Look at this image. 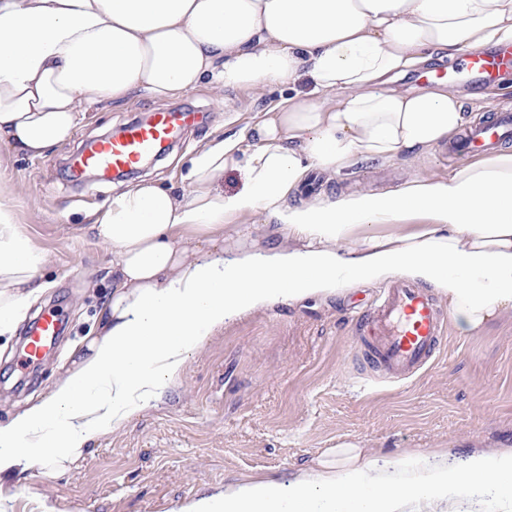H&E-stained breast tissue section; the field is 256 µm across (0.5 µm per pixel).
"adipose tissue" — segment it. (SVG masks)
I'll list each match as a JSON object with an SVG mask.
<instances>
[{
  "label": "adipose tissue",
  "instance_id": "adipose-tissue-1",
  "mask_svg": "<svg viewBox=\"0 0 512 512\" xmlns=\"http://www.w3.org/2000/svg\"><path fill=\"white\" fill-rule=\"evenodd\" d=\"M512 44V0H0V141L31 157L72 141L82 102L168 99L215 89L288 88L240 135L197 153L190 191L149 180L91 214L112 247V295L98 331L50 397L0 426V487L33 467L79 459L159 401L190 351L244 315L350 292L393 276L434 286L470 336L512 311V149L445 178L290 204L314 170L333 175L445 144L462 128L458 96L387 91L430 56ZM312 90L294 91L298 80ZM0 155V335H13L44 288L49 257L19 224ZM243 185L225 193L226 169ZM260 210L294 246L224 255L227 220ZM424 217L421 232L344 247L356 226ZM500 512L512 501V448L459 464L410 453L376 460L326 451L288 480L225 485L175 512Z\"/></svg>",
  "mask_w": 512,
  "mask_h": 512
}]
</instances>
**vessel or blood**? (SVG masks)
Here are the masks:
<instances>
[{"label":"vessel or blood","mask_w":512,"mask_h":512,"mask_svg":"<svg viewBox=\"0 0 512 512\" xmlns=\"http://www.w3.org/2000/svg\"><path fill=\"white\" fill-rule=\"evenodd\" d=\"M510 68L512 47L468 55L458 63L453 75L487 84ZM195 121V112L166 110L153 113L148 122L128 123L110 136L88 143L78 155L72 174L79 178L89 172L108 176L131 171L159 154L180 130ZM510 140L512 111L505 110L468 126L448 151L467 157L482 156ZM446 323L445 311L427 290L408 282L393 283L379 305L363 315L359 323L367 366L396 378L414 374L432 360ZM60 329L57 311L42 313L26 336L21 364L29 366L46 357L54 348Z\"/></svg>","instance_id":"1"}]
</instances>
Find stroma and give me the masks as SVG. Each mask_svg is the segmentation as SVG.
I'll use <instances>...</instances> for the list:
<instances>
[{
	"instance_id": "stroma-1",
	"label": "stroma",
	"mask_w": 512,
	"mask_h": 512,
	"mask_svg": "<svg viewBox=\"0 0 512 512\" xmlns=\"http://www.w3.org/2000/svg\"><path fill=\"white\" fill-rule=\"evenodd\" d=\"M449 59H432L396 79L399 92L453 87L467 122L491 106L512 105V69L495 84H449ZM280 87L221 92L201 85L166 100L137 96L92 105L76 139L32 158L10 152L18 220L49 254L48 289L29 317L59 308L66 328L53 356L34 373L18 363L22 333L0 337V425L26 403L47 397L72 363V351L93 333L112 294V248L88 229L89 215L108 200L116 180L64 175L92 139L149 113L183 108L203 120L177 137L172 150L137 175L171 192L189 191L191 160L212 137L240 131L279 96ZM466 159L434 149L392 161L360 163L334 179H316V193L337 195L399 188L414 177L447 178ZM274 219L256 212L224 227L228 256L283 245ZM382 284L327 299L278 302L225 325L192 350L177 382L154 406L101 436L83 458L55 476L32 468L0 492V512H43L44 500L66 512H174L225 483L288 478L331 448L354 444L379 459L443 450L449 461L480 448H512V311L479 334L448 324L432 362L415 376L371 374L356 334L357 318L377 302Z\"/></svg>"
}]
</instances>
